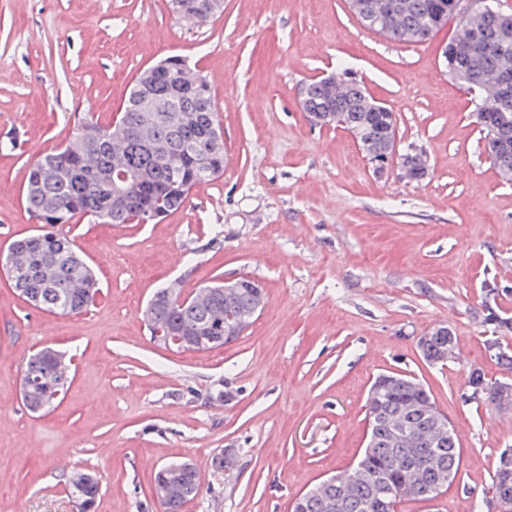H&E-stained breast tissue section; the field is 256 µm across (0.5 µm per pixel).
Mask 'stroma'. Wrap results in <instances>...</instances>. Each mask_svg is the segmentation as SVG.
<instances>
[{
	"mask_svg": "<svg viewBox=\"0 0 512 512\" xmlns=\"http://www.w3.org/2000/svg\"><path fill=\"white\" fill-rule=\"evenodd\" d=\"M458 25L406 44L362 27L346 0H224L202 25L167 0H0V139H19L0 152V251L38 228L23 206L29 165L86 119L111 123L139 71L166 57L208 80L226 154L223 176L159 222L63 226L100 280L83 312L34 308L0 274V512H77L68 478L81 470L100 482L96 512H159L154 472L184 460L201 490L182 512H289L357 461L368 392L387 371L430 389L462 452L438 502L396 512H474L512 447V413L462 398L472 368L503 373L488 338L512 349V330L493 333L482 311L495 279L512 317V183L441 62ZM344 71L394 110L399 150L426 153L423 182L395 164L377 174L348 131L309 121L304 83ZM240 275L265 286L243 336L208 351L152 341L143 311L157 289L175 280L187 297ZM440 322L457 338L442 367L417 346ZM48 344L74 377L34 415L21 368ZM227 448L238 470L213 472Z\"/></svg>",
	"mask_w": 512,
	"mask_h": 512,
	"instance_id": "35a3bbf8",
	"label": "stroma"
}]
</instances>
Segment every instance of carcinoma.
Instances as JSON below:
<instances>
[{"label": "carcinoma", "instance_id": "1", "mask_svg": "<svg viewBox=\"0 0 512 512\" xmlns=\"http://www.w3.org/2000/svg\"><path fill=\"white\" fill-rule=\"evenodd\" d=\"M179 15L202 25L213 14L207 0H183ZM455 0H357L352 10L367 29L388 39L422 43L433 37L446 18L454 17ZM464 35L448 42L445 61L456 83L475 90L476 122L484 148L502 179L512 181V97L501 98L484 88L498 74H512V39L499 41V25L491 14L461 18ZM498 42L488 52L486 42ZM180 57H169L166 68L155 72L150 91L133 84L119 116L120 128L85 121L64 148L36 160L27 175L24 193L26 211L48 226L14 240L0 253V271L31 305L49 314H77L98 294L92 267L73 240L52 231L84 217L98 224H131L138 216L162 210L176 211L192 192L224 174V137L206 78L194 82L180 73ZM301 105L307 115L320 112L335 116L339 127L355 138L369 161L393 153L397 130L394 112L375 110L377 102L355 81L336 78L327 90L319 80L307 83ZM402 177L419 183L429 175L425 154L407 148L401 157ZM130 174L121 185L119 201L112 193L113 175ZM257 298L249 288L224 291V281L198 289L177 306L153 296L144 318L148 328L171 336H191L201 330L209 349L227 343L225 320H254ZM22 398L32 413L56 406L70 383L64 356L51 347L29 356L21 373ZM481 402L502 412L512 410V392L493 388L482 393ZM366 417L375 443L364 449L360 462L368 478L346 470L333 483L319 482L304 501V512H395L403 500H423L452 472L461 459L453 429L430 419L427 397L417 380L406 374L389 373L368 394ZM176 472L178 492L158 498L161 512H182L183 505L201 488L198 468L187 462L162 466L154 475L160 484L169 471ZM511 494L501 498V512H512V474L493 473V493L503 483ZM81 512H92L100 496L97 479H71Z\"/></svg>", "mask_w": 512, "mask_h": 512}]
</instances>
